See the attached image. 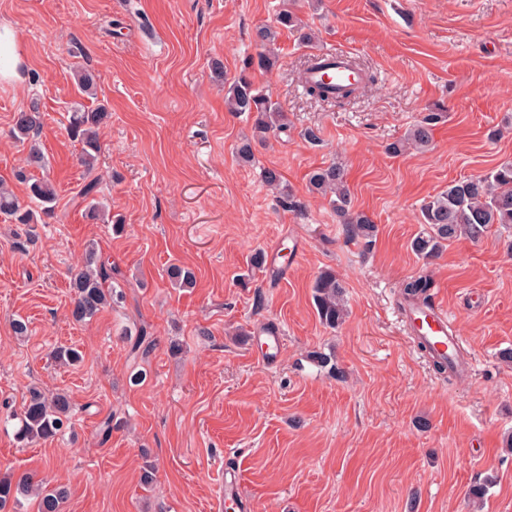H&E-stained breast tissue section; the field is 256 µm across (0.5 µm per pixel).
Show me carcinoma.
Wrapping results in <instances>:
<instances>
[{"label":"carcinoma","mask_w":512,"mask_h":512,"mask_svg":"<svg viewBox=\"0 0 512 512\" xmlns=\"http://www.w3.org/2000/svg\"><path fill=\"white\" fill-rule=\"evenodd\" d=\"M277 24L301 33L302 40L309 39L303 32L302 21L290 7H284L277 16ZM278 31L268 26L256 28L254 41L260 48L256 65L270 70L275 66V58L267 51L275 41ZM308 95L330 105L341 104L351 96L331 97L320 84L305 85ZM225 104L229 111L249 113L253 116V137L264 140L274 130L288 128V117L282 112L265 91L257 87L249 75L241 73L229 85L225 93ZM110 113L100 105L92 110L78 109L71 113L68 125L70 138L80 145V160L87 170H92L101 150L99 129L106 123ZM444 118L443 113L425 112L409 130L407 136L389 147L393 155H399L407 148L423 149L429 146L433 128ZM43 126V113L38 103L16 113L11 135L13 139L29 144L25 167L16 172V178L29 183L30 197L39 201L41 208L36 211L22 206L9 191L0 187V214L10 218L15 224H36L41 215L53 212L57 192L53 183L45 178L29 175L32 169H42L46 161L36 137ZM265 184L278 191L286 204H291L288 185L282 176L268 168L263 171ZM312 191L329 198L338 222L343 224L347 236L369 246L376 236L377 227L371 218L352 209L351 195L346 173L342 166L333 163L320 167L308 174ZM96 180H91L80 191L86 200L85 217L91 221L104 219V206L93 197ZM422 224L426 231L412 242L413 250L426 259L436 257L445 243L465 237L472 241L480 240L496 224H512V162L502 163L489 173L463 180L448 182V187L425 202L421 207ZM169 279L181 288L194 285V273L180 266H172ZM69 287L74 294L71 315L77 322L92 320L101 310L112 306L123 298L122 293L112 288V267L102 262L94 245L85 249L81 267L70 280ZM432 280L419 275L407 280L402 286V296L406 302L427 303L430 300ZM313 300L320 322L329 328H336L345 315L344 286L331 271L321 272L313 284ZM73 405L65 392H57L46 397L40 390L33 389L21 413L17 436L21 440L52 439L72 424ZM33 496L39 500L40 512H59L65 497L61 488L50 487L31 474L15 477L6 474L0 477V512L11 503H20V498Z\"/></svg>","instance_id":"cac0c4a2"}]
</instances>
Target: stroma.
Wrapping results in <instances>:
<instances>
[{"label": "stroma", "mask_w": 512, "mask_h": 512, "mask_svg": "<svg viewBox=\"0 0 512 512\" xmlns=\"http://www.w3.org/2000/svg\"><path fill=\"white\" fill-rule=\"evenodd\" d=\"M283 2L0 0L20 52L17 78L0 80V186L28 203L15 178L27 148L11 129L35 101L57 191L34 227L0 215V403L21 411L36 387L74 407L71 431L27 445L16 421H0V474L66 488L60 512H236L224 505L231 468L254 512H471L478 478L480 512H512V364L500 358L512 348V226L451 241L430 262L411 249L422 203L512 161V0H295L314 40L279 30L276 66L249 69L289 128L254 144L247 165L236 148L253 119L226 110L211 62L237 77ZM321 52L376 82L342 107L311 99L301 75ZM79 67L97 74L95 96L79 89ZM101 104L111 117L89 171L66 127L75 106ZM438 105L429 147L389 154ZM333 162L377 226L371 249L309 188V172ZM268 167L293 208L264 184ZM92 179L121 232L85 218ZM91 243L123 298L79 323L69 272ZM172 265L192 268L195 286L173 287ZM325 269L345 286L334 329L312 301ZM421 274L462 338L470 366L457 377L434 370L401 315V286ZM142 328L154 347L139 360ZM270 329L283 337L274 356ZM61 345L82 362L55 363Z\"/></svg>", "instance_id": "obj_1"}]
</instances>
